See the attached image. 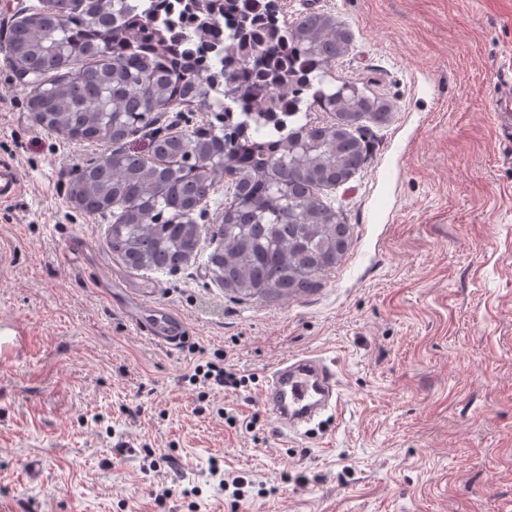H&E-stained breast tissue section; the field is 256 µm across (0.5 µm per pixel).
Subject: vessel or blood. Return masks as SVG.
Instances as JSON below:
<instances>
[{"label": "vessel or blood", "instance_id": "1", "mask_svg": "<svg viewBox=\"0 0 512 512\" xmlns=\"http://www.w3.org/2000/svg\"><path fill=\"white\" fill-rule=\"evenodd\" d=\"M21 190L12 166L0 163V202H11ZM183 328L184 321L179 315L166 313L163 326L154 331V338L174 343ZM261 399L275 415L278 431L287 436L300 434L321 413L337 411L341 396L336 374L326 359L306 354L283 360L268 376Z\"/></svg>", "mask_w": 512, "mask_h": 512}]
</instances>
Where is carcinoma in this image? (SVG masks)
Wrapping results in <instances>:
<instances>
[{
  "label": "carcinoma",
  "instance_id": "cac0c4a2",
  "mask_svg": "<svg viewBox=\"0 0 512 512\" xmlns=\"http://www.w3.org/2000/svg\"><path fill=\"white\" fill-rule=\"evenodd\" d=\"M272 0H51L9 31L5 51L37 85L35 120L77 142L119 144L155 113L194 103L216 113L192 132L152 141L151 158L114 152L72 184L81 209L113 219L109 245L136 270L168 271L198 248L193 212L234 175L216 208L214 279L246 298L316 287L342 259L349 227L319 192L365 161L352 128L389 108L357 85L328 81L350 46L330 14L279 24ZM298 101L343 121L291 126Z\"/></svg>",
  "mask_w": 512,
  "mask_h": 512
}]
</instances>
